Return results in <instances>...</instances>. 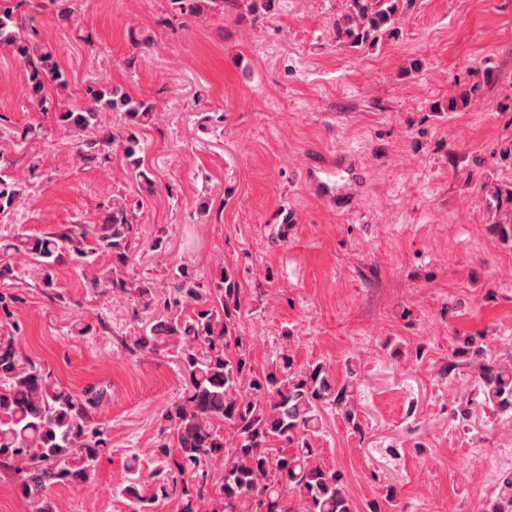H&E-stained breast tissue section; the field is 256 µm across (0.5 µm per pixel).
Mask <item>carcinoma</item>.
Returning a JSON list of instances; mask_svg holds the SVG:
<instances>
[{
  "label": "carcinoma",
  "mask_w": 512,
  "mask_h": 512,
  "mask_svg": "<svg viewBox=\"0 0 512 512\" xmlns=\"http://www.w3.org/2000/svg\"><path fill=\"white\" fill-rule=\"evenodd\" d=\"M409 6L410 0H348V13L334 23L336 41L358 47L392 37ZM18 8L0 0V44L24 65L27 97L57 126L82 134L81 158L106 157L117 143L132 177L152 182L140 156V130L154 119L153 104L99 81L87 84L78 106L56 101L49 91L67 89V74L53 47L36 39L33 17ZM112 112L124 114L123 127L105 121ZM21 195L8 164H0V216L10 214ZM18 239L21 245L0 252L24 250L41 267L43 287H54V268L69 256L81 260L94 294L126 289L118 271L137 241L127 204L117 199L95 224ZM103 252L112 254L110 270L91 260ZM168 277L163 287L150 281L131 285L164 318L130 337V355L157 354L174 343L171 353L185 383L183 396L161 415L150 494L140 490L138 456L126 464L123 491L131 512H153L160 499L175 502L176 512H356L343 473L318 462L314 448L328 410L362 431L350 394L356 370L346 368L339 384L322 362L296 365L283 351L271 367L257 371L236 323L241 289L235 277L222 269L206 286L181 264L170 266ZM15 279L12 261L0 258V317L9 320V330L0 333V467L14 472L32 512H56L52 489L89 478L108 447L109 429L93 417L107 390L89 386L77 394L25 357V324L16 316L25 299L8 288ZM477 387L484 405L512 412V366L480 364ZM489 512H512L511 475L500 480Z\"/></svg>",
  "instance_id": "cac0c4a2"
}]
</instances>
